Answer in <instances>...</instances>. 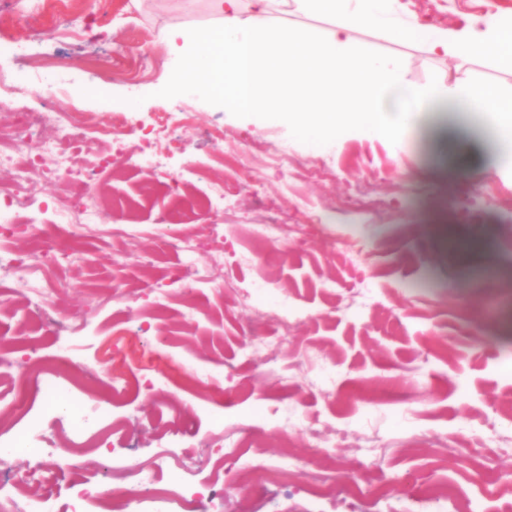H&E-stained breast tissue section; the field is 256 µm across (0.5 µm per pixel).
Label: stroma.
I'll list each match as a JSON object with an SVG mask.
<instances>
[{
	"label": "stroma",
	"mask_w": 512,
	"mask_h": 512,
	"mask_svg": "<svg viewBox=\"0 0 512 512\" xmlns=\"http://www.w3.org/2000/svg\"><path fill=\"white\" fill-rule=\"evenodd\" d=\"M400 3L433 27L512 16V0ZM18 11L27 24L9 33L28 55L0 67L40 66L72 92L70 111L127 122L123 156L108 142L82 155L109 197L94 223H58L65 194L34 162L42 196L22 223L0 224V410L17 397L29 408L0 433L15 451L16 503L36 449L70 438L79 466L53 477L60 512L74 483L121 488L134 469L166 489L175 478L223 484L202 490L197 512H456L438 493L454 482L469 512H512L494 495L512 480V175L499 171L498 146L437 139L442 112L418 115L397 141L353 128L311 143L270 115L165 95L174 56L163 33L216 23L214 0H0L1 14ZM351 38L399 57L418 86L453 76L512 87V71L490 59L438 58L377 29ZM157 124L178 149L161 169L134 164ZM281 148L294 177L270 163ZM217 177L234 193L210 208ZM273 220L279 239L257 243L254 225ZM30 224L51 252L32 256ZM450 224L481 244L478 258L448 246ZM188 262L189 284L178 276ZM259 340L275 359L254 350ZM116 368L133 383L119 402ZM72 400L98 407L95 427L49 415ZM282 465L300 479L247 478ZM322 475L331 496L311 485Z\"/></svg>",
	"instance_id": "obj_1"
}]
</instances>
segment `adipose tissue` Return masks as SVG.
<instances>
[{
	"label": "adipose tissue",
	"mask_w": 512,
	"mask_h": 512,
	"mask_svg": "<svg viewBox=\"0 0 512 512\" xmlns=\"http://www.w3.org/2000/svg\"><path fill=\"white\" fill-rule=\"evenodd\" d=\"M272 0H219L222 17L201 30L168 35L181 58L165 89L202 95L234 112H277L297 134L335 140L351 127L398 139L421 112H465L481 120L483 136L512 162V89L477 81L424 87L409 82L397 62L376 57L350 37L385 27L395 40H418L437 57L492 58L512 69V20L497 14L430 28L417 19L391 24L398 0H292L295 11L328 17L319 33L277 23Z\"/></svg>",
	"instance_id": "ef3b65f1"
}]
</instances>
